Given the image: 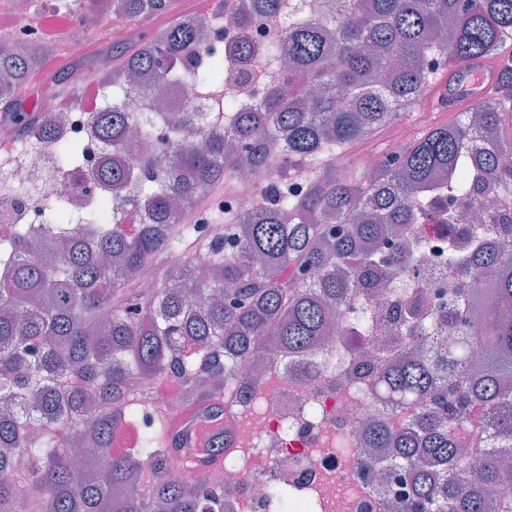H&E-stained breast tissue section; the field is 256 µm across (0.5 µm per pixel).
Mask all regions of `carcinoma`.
<instances>
[{
    "label": "carcinoma",
    "instance_id": "cac0c4a2",
    "mask_svg": "<svg viewBox=\"0 0 512 512\" xmlns=\"http://www.w3.org/2000/svg\"><path fill=\"white\" fill-rule=\"evenodd\" d=\"M92 9L128 20L162 11L166 0H89ZM287 0H252L237 21L228 54L258 61L268 73L260 105L240 109L225 95L229 130L200 150L182 146L192 128L127 111L125 77L148 75L159 85L186 81L198 90L220 83L224 58L186 63L200 48L196 33L177 22L119 58L112 98L91 113L108 152L95 172L100 184L126 189L153 222L136 233L102 223L90 208L70 224L66 196L48 200L42 224L0 229V512H16L17 490H30L28 512H224L215 479L171 480L169 412L155 411L140 448H112L117 428L136 417L130 385L168 374L185 403H224L250 366L257 344L288 358H309L330 323L331 305L352 283L380 269L385 249L402 246L417 219L455 224L459 209L482 213L467 240L448 239V262L480 275L488 287H456L448 317L429 337L433 358H398L373 379L374 399L391 405L432 402L425 424L396 438L371 428L387 457L369 472H401L411 488L407 512H512V491L491 445L512 441V242L497 251L471 247L495 231L512 235V203L488 205L484 187L512 195V168L494 152L475 153L474 128L512 150V0H322L316 17L292 12ZM274 23L280 35L262 46L248 32ZM496 58L488 93L451 121L434 124L383 159L379 176L356 174L351 147L399 121L447 68ZM35 52L0 47V112L25 114L19 89ZM26 134L52 146L56 169L78 166L83 146L27 118ZM153 144L176 157L173 170L149 179L114 157ZM249 150L255 170L278 159L277 180L251 223L224 208V223L199 233L172 224V200L191 208L233 175ZM231 241L238 250L224 251ZM184 265L172 268L169 254ZM144 265L165 271L144 293L132 274ZM460 329L449 346L444 320ZM485 338L480 365L470 340ZM71 374L75 383L62 387Z\"/></svg>",
    "mask_w": 512,
    "mask_h": 512
}]
</instances>
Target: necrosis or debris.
Here are the masks:
<instances>
[{"label":"necrosis or debris","mask_w":512,"mask_h":512,"mask_svg":"<svg viewBox=\"0 0 512 512\" xmlns=\"http://www.w3.org/2000/svg\"><path fill=\"white\" fill-rule=\"evenodd\" d=\"M242 2L224 0L221 9L196 16L203 57L224 53ZM265 83L258 64L229 66L221 87L169 89L168 109L190 113L194 127L220 131L224 90L236 93L247 108L259 100ZM89 114L85 106L54 99L41 106L43 121L54 124L60 137L83 143V169L53 174L47 144L22 143L0 152V186H9L0 189L1 222L38 223L44 200L60 193L76 214L102 203L106 193L90 173L105 147L90 128ZM462 230L459 224L411 225L402 252H385L378 283L361 292L359 301L379 315L415 297L431 318L447 308L448 286L455 280L482 288L480 278L462 276L448 264V236ZM428 348L424 335L378 324L360 335L324 336L314 371L295 360H272L261 376H245L237 393L224 399L225 512H404L408 485L394 475L379 479L367 472L382 451L370 446L365 430L379 426L394 434L419 420L421 412L375 401L370 384L388 356L407 349L423 354ZM157 407L172 412L184 407L178 386L165 376L147 389L138 417L120 428L115 447H138ZM283 480L292 486L284 511L267 494L271 483Z\"/></svg>","instance_id":"necrosis-or-debris-1"}]
</instances>
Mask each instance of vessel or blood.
<instances>
[{"instance_id": "b4317fda", "label": "vessel or blood", "mask_w": 512, "mask_h": 512, "mask_svg": "<svg viewBox=\"0 0 512 512\" xmlns=\"http://www.w3.org/2000/svg\"><path fill=\"white\" fill-rule=\"evenodd\" d=\"M496 75L494 61L481 59L472 61L464 71H449L447 79L429 94L432 110L437 112H460L481 99L492 87ZM212 406H197L169 415L170 445L175 456L192 463L195 472L212 478L220 468L221 460L215 452L203 450V436L218 442L223 438L219 429H204L205 417L216 415Z\"/></svg>"}]
</instances>
